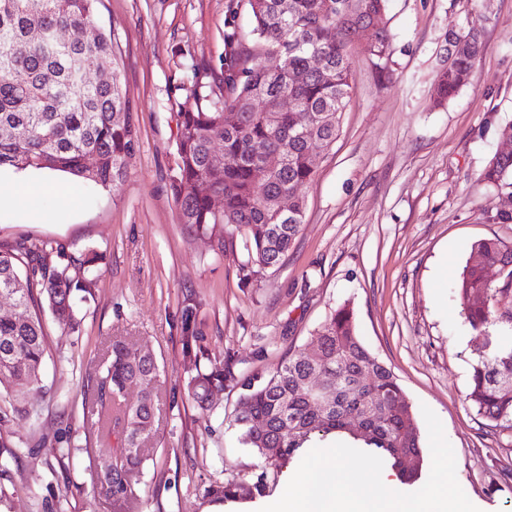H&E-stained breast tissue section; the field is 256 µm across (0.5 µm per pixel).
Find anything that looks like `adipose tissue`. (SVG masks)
Wrapping results in <instances>:
<instances>
[{
	"instance_id": "adipose-tissue-1",
	"label": "adipose tissue",
	"mask_w": 512,
	"mask_h": 512,
	"mask_svg": "<svg viewBox=\"0 0 512 512\" xmlns=\"http://www.w3.org/2000/svg\"><path fill=\"white\" fill-rule=\"evenodd\" d=\"M344 445L322 448L315 465L296 472L279 497L264 503L262 512H424L428 496L392 495L376 465L350 468Z\"/></svg>"
}]
</instances>
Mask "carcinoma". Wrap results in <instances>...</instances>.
I'll list each match as a JSON object with an SVG mask.
<instances>
[{"mask_svg":"<svg viewBox=\"0 0 512 512\" xmlns=\"http://www.w3.org/2000/svg\"><path fill=\"white\" fill-rule=\"evenodd\" d=\"M100 0H0V169L62 172L81 182L114 188L126 176L138 144V130L123 93L111 35L88 42L83 32L96 25ZM387 0H249L256 40L246 47L227 34L224 90L205 91L194 73L186 90L195 108L179 114L178 172L171 189L181 223L217 238L224 227L245 228L248 260L243 278L274 270L283 262L304 224L306 203L299 189L313 181L312 146L331 147L353 84L350 52L382 59L389 34L381 26ZM375 23L372 37L361 31ZM71 31L60 42L56 32ZM461 48L448 52L435 86L436 102L451 98L465 83L483 50L471 27ZM324 61V71L312 65ZM112 64L106 83L88 76L92 65ZM288 97L292 111L281 110ZM237 124L224 127V113ZM223 162H213L215 145ZM276 153L281 164L263 179L254 170ZM485 186L512 194V153L495 155L479 176ZM292 202L288 213L280 200ZM59 259L48 264L46 256ZM98 254L74 256L52 241L0 244V297L15 313L0 317V389L19 394L40 381L46 345L40 308L60 325L76 328L74 293H91ZM494 267L498 282L487 277ZM470 327L485 336L487 349L471 365L467 399L490 427L512 429V243L475 242L456 285ZM312 348L288 350L272 374L242 384V411L233 419L239 441L251 454L291 458L316 434L350 437L360 415L371 419L365 445L382 457L401 480L418 479L423 463L413 410L392 370L365 345L354 308L333 309L311 338ZM230 371L211 366L192 381L204 404L221 389ZM158 365L149 351L114 340L98 371L93 398L100 406L101 431L117 428L122 448L115 466L138 481L144 443L154 434ZM129 388L137 403L121 408ZM264 423L262 432L252 421ZM288 431H283V424Z\"/></svg>","mask_w":512,"mask_h":512,"instance_id":"cac0c4a2","label":"carcinoma"}]
</instances>
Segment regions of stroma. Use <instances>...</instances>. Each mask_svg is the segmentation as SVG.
Here are the masks:
<instances>
[{
	"instance_id": "35a3bbf8",
	"label": "stroma",
	"mask_w": 512,
	"mask_h": 512,
	"mask_svg": "<svg viewBox=\"0 0 512 512\" xmlns=\"http://www.w3.org/2000/svg\"><path fill=\"white\" fill-rule=\"evenodd\" d=\"M482 26L483 53L447 103L434 80L450 32ZM388 55L352 53L350 102L331 148L301 193V232L282 265L243 280L244 229L223 244L181 224L171 191L183 89L194 69L218 66L238 29L253 42L248 0H101L139 145L124 182L35 195L0 208V241L54 240L99 255L78 331L46 322L41 381L25 401L0 397V512H258L311 463L314 440L282 467L238 442L231 420L244 381L267 375L288 349L309 346L329 312L351 302L366 346L395 374L423 446L420 479L392 480L405 497L440 486L466 492L473 512H512V430L493 428L466 400L470 363L484 345L466 323L456 280L473 242L512 243V198L479 175L512 123V0H388ZM197 336L195 354L183 347ZM150 350L160 369L156 433L140 483L121 497L92 482L120 446L100 433L84 391L113 339ZM221 365L231 377L208 407L188 383ZM446 448V456L436 447ZM234 482L222 500L210 486Z\"/></svg>"
}]
</instances>
